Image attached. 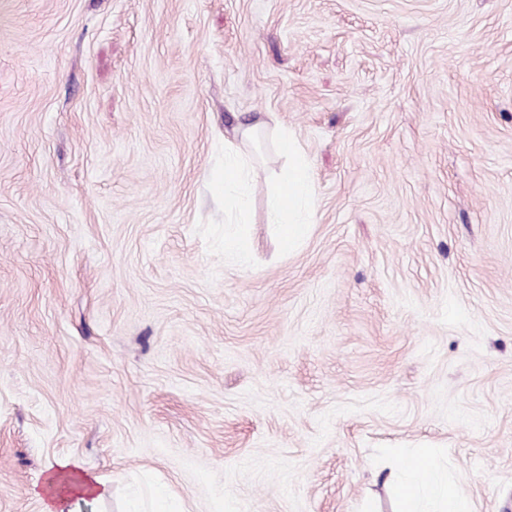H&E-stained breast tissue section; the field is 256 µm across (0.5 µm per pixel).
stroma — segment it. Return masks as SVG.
Wrapping results in <instances>:
<instances>
[{
    "label": "stroma",
    "instance_id": "35a3bbf8",
    "mask_svg": "<svg viewBox=\"0 0 512 512\" xmlns=\"http://www.w3.org/2000/svg\"><path fill=\"white\" fill-rule=\"evenodd\" d=\"M313 165L224 255V130ZM512 512V0H0V512ZM288 145V166L279 175L268 198V219L281 229L288 248L300 241L314 220L315 181L308 156L290 136H282ZM405 480L398 488L399 512H474L456 486L440 480L431 448H420L401 461ZM56 473L46 478L45 482L48 485V490L53 486L59 487L72 481L78 490L67 489L68 492L78 495L93 496L103 498L108 493V488L102 480L96 476L90 475L86 472L81 465L72 459H62L57 462L55 466Z\"/></svg>",
    "mask_w": 512,
    "mask_h": 512
}]
</instances>
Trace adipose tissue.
Wrapping results in <instances>:
<instances>
[{
    "label": "adipose tissue",
    "mask_w": 512,
    "mask_h": 512,
    "mask_svg": "<svg viewBox=\"0 0 512 512\" xmlns=\"http://www.w3.org/2000/svg\"><path fill=\"white\" fill-rule=\"evenodd\" d=\"M261 123L237 124L231 137L224 140V175L220 190L224 195V212L235 223L248 220L249 191L255 175L252 158L241 149L253 141L261 130ZM281 145L288 148V166L279 175L268 198V219L281 230L283 241L294 245L306 234L314 220L315 181L308 156L292 137L282 136ZM405 480L398 488L399 512H473L471 502L456 486L440 480L432 449L422 448L401 461ZM74 483L79 494L104 497L108 488L98 477L90 475L72 459L58 461L55 474L46 479L54 487L45 504V512H64L65 494L58 488Z\"/></svg>",
    "instance_id": "ef3b65f1"
}]
</instances>
